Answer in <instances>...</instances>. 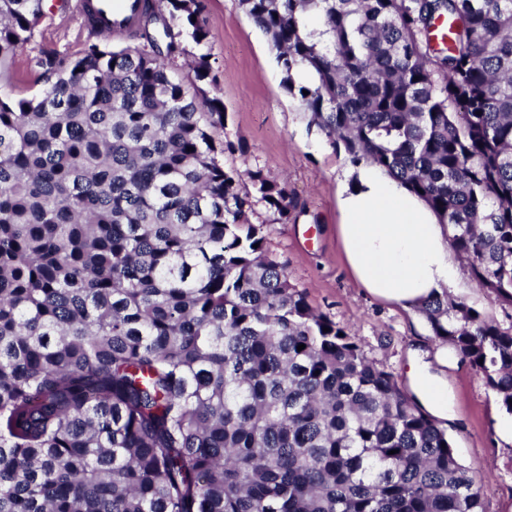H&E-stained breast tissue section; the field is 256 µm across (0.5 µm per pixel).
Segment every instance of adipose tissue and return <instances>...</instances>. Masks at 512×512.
I'll list each match as a JSON object with an SVG mask.
<instances>
[{"instance_id": "1", "label": "adipose tissue", "mask_w": 512, "mask_h": 512, "mask_svg": "<svg viewBox=\"0 0 512 512\" xmlns=\"http://www.w3.org/2000/svg\"><path fill=\"white\" fill-rule=\"evenodd\" d=\"M345 266L372 297L412 311L451 281L447 225L378 167L360 162L337 195Z\"/></svg>"}]
</instances>
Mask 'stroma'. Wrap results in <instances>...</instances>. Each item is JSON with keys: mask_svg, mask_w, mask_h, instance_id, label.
I'll return each mask as SVG.
<instances>
[{"mask_svg": "<svg viewBox=\"0 0 512 512\" xmlns=\"http://www.w3.org/2000/svg\"><path fill=\"white\" fill-rule=\"evenodd\" d=\"M201 17L209 31L205 44L184 39L185 54L176 70L186 84L195 73L193 56L208 54L210 77L224 104L221 139L236 152L223 156L226 166L262 169L268 179L287 183L298 204L296 222L280 224L271 211L256 206L250 220L263 225L267 249L281 262L292 284L309 304L360 338L370 359L390 371L398 386L412 392L411 357L433 362L439 347L419 311L406 312L359 288L347 274L336 237L337 190L352 162L310 124L298 100L288 94L268 36L257 28L239 0H203ZM89 33L64 6L45 11L31 41L10 63V79L0 92L29 98L43 86L34 62L49 52L79 56ZM449 413L441 417L461 461L482 483L486 512H512V446L497 426L506 417L495 394L461 361L445 367Z\"/></svg>", "mask_w": 512, "mask_h": 512, "instance_id": "stroma-1", "label": "stroma"}]
</instances>
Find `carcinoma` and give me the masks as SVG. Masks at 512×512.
I'll return each mask as SVG.
<instances>
[{"label":"carcinoma","instance_id":"carcinoma-1","mask_svg":"<svg viewBox=\"0 0 512 512\" xmlns=\"http://www.w3.org/2000/svg\"><path fill=\"white\" fill-rule=\"evenodd\" d=\"M240 3L311 123L506 312L420 306L512 415V0ZM202 7L145 0L125 34L150 51L44 56L38 94L0 97V512H485L448 432L268 254L249 213L296 221L287 184L224 165L221 100L170 63ZM40 17L0 0V70Z\"/></svg>","mask_w":512,"mask_h":512}]
</instances>
